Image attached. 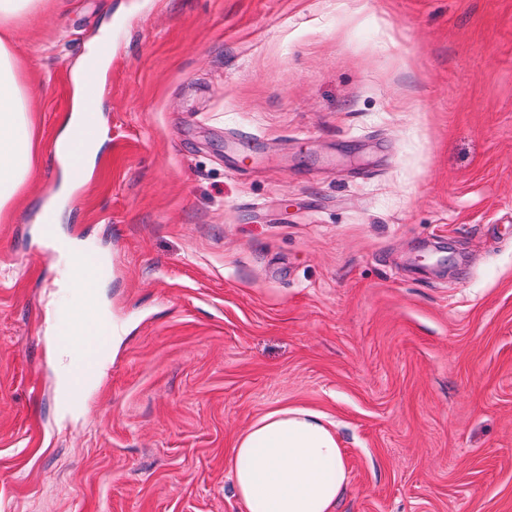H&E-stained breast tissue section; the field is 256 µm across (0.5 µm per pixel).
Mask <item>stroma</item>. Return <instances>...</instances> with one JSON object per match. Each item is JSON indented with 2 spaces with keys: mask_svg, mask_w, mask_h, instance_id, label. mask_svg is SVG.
Wrapping results in <instances>:
<instances>
[{
  "mask_svg": "<svg viewBox=\"0 0 512 512\" xmlns=\"http://www.w3.org/2000/svg\"><path fill=\"white\" fill-rule=\"evenodd\" d=\"M103 36L60 230L112 327L64 397L36 214ZM9 37L39 167L0 223V512H243L230 452L285 408L338 437L336 512H512V0H47ZM105 55L97 48L72 75V105L55 140L54 156L62 171L61 192L70 194L90 178L102 144L98 116L99 76Z\"/></svg>",
  "mask_w": 512,
  "mask_h": 512,
  "instance_id": "obj_1",
  "label": "stroma"
}]
</instances>
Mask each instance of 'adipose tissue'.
I'll return each instance as SVG.
<instances>
[{
    "label": "adipose tissue",
    "mask_w": 512,
    "mask_h": 512,
    "mask_svg": "<svg viewBox=\"0 0 512 512\" xmlns=\"http://www.w3.org/2000/svg\"><path fill=\"white\" fill-rule=\"evenodd\" d=\"M106 57L92 50L72 75V105L55 140L63 193L90 178L101 147L98 116L99 76ZM36 122L22 64L7 38L0 37V221L11 219L37 161ZM67 295L66 309L48 312V335L68 328L89 336L108 323L100 300L106 280L104 260H82L78 240L54 235L47 241ZM231 471L244 512H335L346 491L347 462L322 414L285 409L261 417L231 450Z\"/></svg>",
    "instance_id": "1"
}]
</instances>
